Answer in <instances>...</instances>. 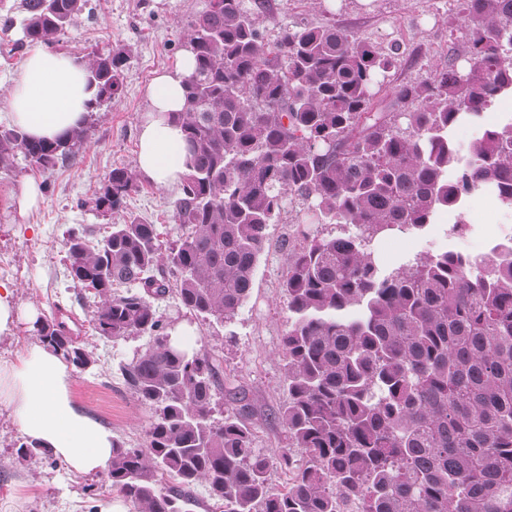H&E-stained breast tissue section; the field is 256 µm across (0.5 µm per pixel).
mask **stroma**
Wrapping results in <instances>:
<instances>
[{"instance_id":"obj_1","label":"stroma","mask_w":512,"mask_h":512,"mask_svg":"<svg viewBox=\"0 0 512 512\" xmlns=\"http://www.w3.org/2000/svg\"><path fill=\"white\" fill-rule=\"evenodd\" d=\"M19 0H0V128L9 127L4 102L29 48L24 37ZM208 0H88L79 15L58 38L55 48L77 58L92 52H124L123 91L90 112L87 138L73 162L44 171L17 157L13 167L0 169V263L11 271L0 282L14 285L21 311L11 335L0 339V363L10 362L33 342L25 313L64 321L74 336L92 351L95 365L70 373L74 403L112 428L128 448L142 447L153 420L125 384L121 369L144 351L148 337L130 335L112 341L94 329L93 313L100 303L94 290L69 275L68 237L71 230L87 228L91 240L107 236L113 225L134 215L155 224L162 246L177 235L171 202L175 190L139 180L125 211L100 215L93 195L115 167L136 168L138 129L148 108L145 89L157 74L172 70L183 54L182 36L189 22L206 10ZM454 6L433 0L423 10L421 0H271L262 17L267 39L280 28L336 23L383 42L392 26L410 28L401 44V56L391 73L396 84L426 77L447 64L458 50L450 35ZM28 178L39 181L43 200L21 223L12 197ZM463 222L472 243L489 245L501 222L490 203L479 195L466 197L460 208L441 210L426 232L377 240L374 252L380 267L391 271L408 257L426 251L434 236H447L455 222ZM297 227L274 224L269 245L255 273L251 296L230 321L217 323L190 316L175 293L155 299L160 315L171 328L194 329L190 348L218 355L220 388L246 389L256 424V445L277 448L285 429L266 416L287 398L283 377L281 338L288 329L286 297L281 288L285 271L284 241L294 240ZM23 438L6 409H0V508L6 512H98V503L111 493L108 471L83 475L51 464L38 453L20 459Z\"/></svg>"}]
</instances>
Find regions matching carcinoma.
<instances>
[{
  "label": "carcinoma",
  "instance_id": "1",
  "mask_svg": "<svg viewBox=\"0 0 512 512\" xmlns=\"http://www.w3.org/2000/svg\"><path fill=\"white\" fill-rule=\"evenodd\" d=\"M87 2L20 0L27 41L54 45ZM269 8L210 0L184 35L195 67L186 109L172 114L187 152L173 201L181 234L167 254L174 283L151 275L153 224L131 218L94 244L70 238V276L103 297L99 335L150 338L122 376L153 421L143 447L113 446L112 488L134 512H183L199 481L218 512H512V246L420 253L390 272L373 249L467 194L494 191L512 206V125L465 150L449 135L512 91V0H460L468 67L450 57L397 85L388 76L400 44L337 24L283 27L269 42L258 23ZM125 62L88 54V110L120 95ZM84 135L0 131V169L20 153L53 169ZM137 188L116 167L95 209L119 212ZM296 200L297 223L322 229L300 230L303 244L287 250L288 398L271 413L286 434L270 454L256 446L244 389H228L214 417L220 362L175 346L150 297L173 287L195 318L233 319L268 227ZM33 334L77 370L95 363L62 322L40 319ZM274 466L288 474L282 490L270 484Z\"/></svg>",
  "mask_w": 512,
  "mask_h": 512
}]
</instances>
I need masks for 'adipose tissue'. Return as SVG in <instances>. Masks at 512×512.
<instances>
[{"mask_svg":"<svg viewBox=\"0 0 512 512\" xmlns=\"http://www.w3.org/2000/svg\"><path fill=\"white\" fill-rule=\"evenodd\" d=\"M193 69L191 53H183L174 71L158 74L146 89L149 108L140 126L137 166L143 178L162 188L177 183L185 171L182 132L171 115L185 107L182 80ZM92 97L84 62L38 46L24 57L7 103L13 125L52 140L84 122ZM69 379L70 367L58 353L32 343L15 361L0 365V408L25 438L70 471H103L117 437L74 404Z\"/></svg>","mask_w":512,"mask_h":512,"instance_id":"obj_1","label":"adipose tissue"}]
</instances>
